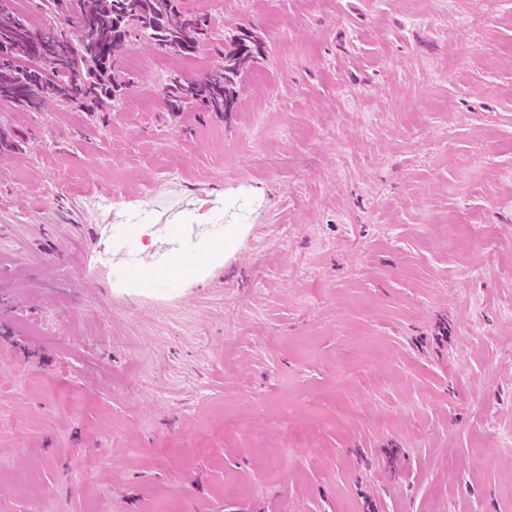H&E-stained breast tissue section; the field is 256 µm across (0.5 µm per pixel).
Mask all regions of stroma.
<instances>
[{
    "label": "stroma",
    "mask_w": 512,
    "mask_h": 512,
    "mask_svg": "<svg viewBox=\"0 0 512 512\" xmlns=\"http://www.w3.org/2000/svg\"><path fill=\"white\" fill-rule=\"evenodd\" d=\"M184 2L100 117L0 103V512H512V0ZM241 28L239 111H169ZM161 222L235 243L118 280ZM209 262V251L198 249L194 244L191 248L175 255L163 267L129 270L125 271L123 276L143 285L164 282L172 288L174 285H182L184 281L207 268Z\"/></svg>",
    "instance_id": "1"
}]
</instances>
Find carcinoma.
<instances>
[{
    "mask_svg": "<svg viewBox=\"0 0 512 512\" xmlns=\"http://www.w3.org/2000/svg\"><path fill=\"white\" fill-rule=\"evenodd\" d=\"M56 12H73L77 32L67 38L50 28L35 29L9 9L0 10V48L13 58L0 62V101L40 112L51 104L95 114L123 99L133 78L116 67L119 54L145 39L179 58L196 56L216 38L203 12L182 0H47ZM266 55L263 42L246 30L225 41L221 60L201 80L173 77L161 88L170 111L199 107L236 112L242 76Z\"/></svg>",
    "mask_w": 512,
    "mask_h": 512,
    "instance_id": "carcinoma-1",
    "label": "carcinoma"
}]
</instances>
